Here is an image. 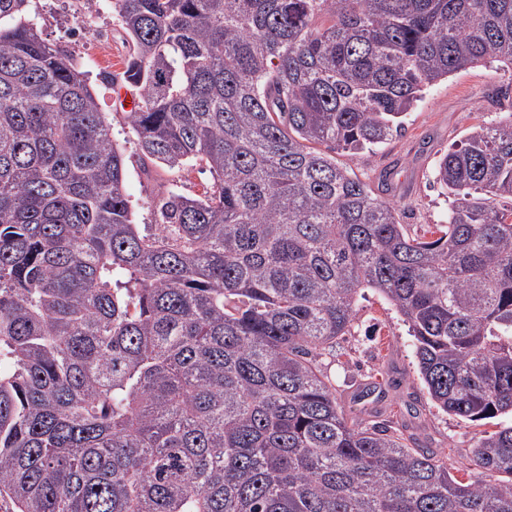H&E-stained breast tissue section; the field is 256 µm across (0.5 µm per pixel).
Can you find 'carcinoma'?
<instances>
[{
    "mask_svg": "<svg viewBox=\"0 0 512 512\" xmlns=\"http://www.w3.org/2000/svg\"><path fill=\"white\" fill-rule=\"evenodd\" d=\"M29 3L0 0V512H512V427L459 477L321 362L371 288L437 408L512 412V119L439 159L453 208L419 235L336 160L512 69V0H114L141 164L211 175L152 232Z\"/></svg>",
    "mask_w": 512,
    "mask_h": 512,
    "instance_id": "1",
    "label": "carcinoma"
}]
</instances>
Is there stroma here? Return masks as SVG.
<instances>
[{"label": "stroma", "instance_id": "stroma-1", "mask_svg": "<svg viewBox=\"0 0 512 512\" xmlns=\"http://www.w3.org/2000/svg\"><path fill=\"white\" fill-rule=\"evenodd\" d=\"M77 0H33L31 13L43 38L67 46L83 59L101 111L112 126V136L128 159L127 188L135 219L153 224L154 202L167 189L186 194L210 183L209 172L195 170L177 179L159 167L142 168L137 149L124 121V111L114 98L112 76L121 74L129 54L126 35L112 8V0H99L95 24L111 42L108 61L98 57L93 38L77 32L71 18ZM512 117V69L479 65L449 76L425 90L408 113L405 131L372 153L338 152V162L349 166L375 192L398 206L401 223L410 229L448 221L450 201L435 180L438 159L459 144L478 124ZM324 368L338 386L341 406L350 415L393 419L407 426L420 443L446 453L450 465L464 468L478 437L495 426L512 425V416L497 422H465L436 408L419 377L413 339L392 306L373 290H366L357 315L336 349L322 358ZM379 382L381 392L358 398L359 385Z\"/></svg>", "mask_w": 512, "mask_h": 512}]
</instances>
